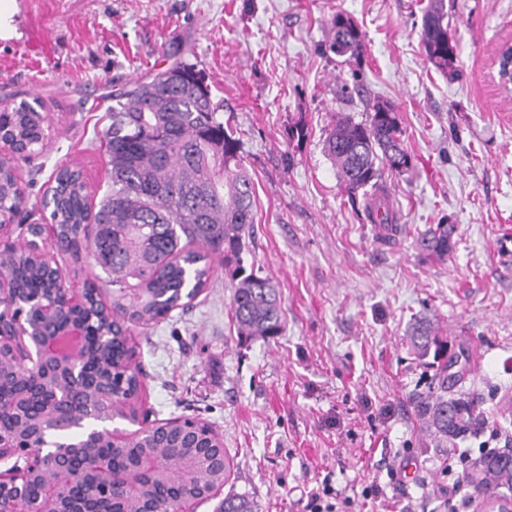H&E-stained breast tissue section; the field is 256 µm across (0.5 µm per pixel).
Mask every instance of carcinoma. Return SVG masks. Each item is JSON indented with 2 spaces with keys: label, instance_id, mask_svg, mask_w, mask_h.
<instances>
[{
  "label": "carcinoma",
  "instance_id": "obj_1",
  "mask_svg": "<svg viewBox=\"0 0 512 512\" xmlns=\"http://www.w3.org/2000/svg\"><path fill=\"white\" fill-rule=\"evenodd\" d=\"M330 51L359 61L363 36L353 18L336 13ZM421 39L428 61L444 76H455L456 42L448 27L445 0H430L421 17ZM220 102L213 100L201 71L174 57L165 69L129 81L112 91L111 124L105 134L109 191L93 209L82 175L66 169L53 187L50 219L73 248L88 253L111 278L112 303L118 319L139 325L157 322L192 300L210 277L211 259L230 268L235 281L231 310L238 334L246 338L281 333L280 298L275 286L255 268H246L254 224V183L243 166L241 131L223 122ZM46 117L23 101L0 112L5 136L33 154L47 139ZM324 152L348 191L384 190L385 172L401 174L414 157L404 146L403 129L393 106L376 101L367 119H339L327 136ZM10 161L0 163V216L13 215L21 197ZM450 224L428 227L419 236L423 249L437 257L448 253ZM5 267L17 288L15 310L50 287L48 278L23 253L4 250ZM97 317L87 325L85 342L92 352L102 345ZM409 343L420 358L433 356L435 373L426 397L418 401L425 431L439 441L474 431L476 401L457 389L448 374V341L417 322ZM112 376L118 409L137 388L140 370L131 364L133 350L112 336ZM483 500H512V448L487 452L462 476ZM217 512H257L254 500L230 492Z\"/></svg>",
  "mask_w": 512,
  "mask_h": 512
}]
</instances>
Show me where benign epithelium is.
I'll use <instances>...</instances> for the list:
<instances>
[{
	"instance_id": "obj_1",
	"label": "benign epithelium",
	"mask_w": 512,
	"mask_h": 512,
	"mask_svg": "<svg viewBox=\"0 0 512 512\" xmlns=\"http://www.w3.org/2000/svg\"><path fill=\"white\" fill-rule=\"evenodd\" d=\"M499 79L503 86L512 84V43L505 44L498 56ZM52 239L66 247L51 224L38 225L34 237V259L44 266L51 263L43 255L42 244ZM15 295L11 282L0 280V376L17 372L28 381V389L0 402V413L16 423L14 433L0 436V464L14 463L0 469V512H74L61 495V489H74L78 498L93 502L111 498L122 503V512H193L197 503L213 499L224 488V440L210 433L208 448H198L190 440L196 422L178 420L166 427L177 439L179 448L168 447L167 440H142L144 429L124 432L108 426L115 404L110 387L112 362L104 366L105 375L83 382L81 389L103 417L98 425L85 428L86 419L70 421L68 407L59 398L44 402L35 415L30 410L33 395L41 386L71 381L87 357L83 327L72 322L59 325L61 313L89 307L87 291L75 293L68 288H51L40 299L38 318L29 322L23 315L6 310ZM72 422L84 429L82 437L63 448H46L40 438L46 430ZM107 439L117 451H132L135 469L115 470L112 457L99 452L98 439ZM98 475L93 485L76 487L73 463ZM148 475L175 487L174 499L157 501L143 476Z\"/></svg>"
}]
</instances>
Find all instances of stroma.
<instances>
[{
  "mask_svg": "<svg viewBox=\"0 0 512 512\" xmlns=\"http://www.w3.org/2000/svg\"><path fill=\"white\" fill-rule=\"evenodd\" d=\"M428 0H0V112L39 101L49 136L14 159L28 223L42 222L54 171L81 169L92 202L107 192L104 133L113 89L165 69L166 53L202 69L242 130L255 186L246 262L281 297L284 331L238 336L233 282L220 258L188 310L132 327L149 422L193 417L223 438L227 490L259 512H307L329 480L338 512H478L447 454L421 433L414 399L431 367L412 354L414 319L448 341L464 390L478 402V452L490 428L512 441V90L496 57L512 41V0H445L458 42L450 79L428 62ZM364 33L359 65L327 51L336 13ZM360 68L362 87L340 86ZM394 106L414 157L386 182L400 231L380 240L364 197H350L323 143L337 117L365 121ZM454 227L447 256L423 252L430 224ZM65 285H101L88 253L51 248ZM378 481L383 492L365 496Z\"/></svg>",
  "mask_w": 512,
  "mask_h": 512,
  "instance_id": "35a3bbf8",
  "label": "stroma"
}]
</instances>
